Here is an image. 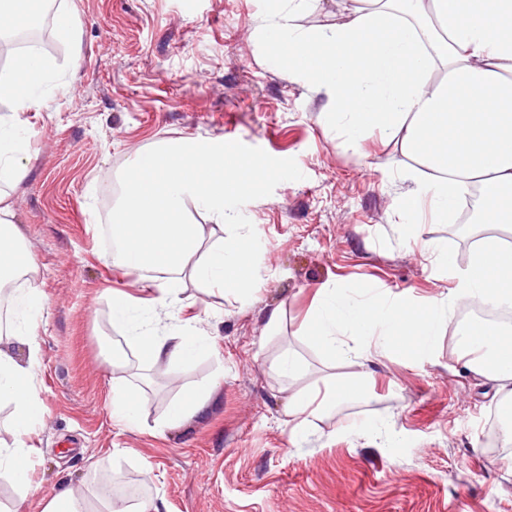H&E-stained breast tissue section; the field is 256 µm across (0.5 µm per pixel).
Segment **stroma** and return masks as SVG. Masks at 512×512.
Instances as JSON below:
<instances>
[{
  "mask_svg": "<svg viewBox=\"0 0 512 512\" xmlns=\"http://www.w3.org/2000/svg\"><path fill=\"white\" fill-rule=\"evenodd\" d=\"M277 0H52L43 54L51 63L36 109L16 114L28 175L0 187L47 298L38 320L37 385L45 410L27 499L0 471V512H42L59 489L96 477L133 484L161 512H512V447L485 445L499 404L453 374L459 354L444 326L433 361L402 351L382 358L365 397L337 404L304 432L288 426V396L327 378L341 386L354 365L333 364L306 335L317 288H379L415 300L452 281L424 245L442 243L466 264L475 237L456 217L424 216L400 238L394 210L403 158L371 138L345 147L322 98L271 59L255 35ZM68 16L72 33L56 27ZM237 141L265 164L228 208L237 224L212 238L252 233L250 271L218 292L180 283V326L211 349L172 367L144 358L123 375L139 391L138 428L112 415V370L103 337L113 294L148 299L142 273L108 263L102 229L110 179L163 139ZM280 320L268 325L270 312ZM303 378L270 372L284 350ZM208 393L205 412L166 426L169 405Z\"/></svg>",
  "mask_w": 512,
  "mask_h": 512,
  "instance_id": "stroma-1",
  "label": "stroma"
}]
</instances>
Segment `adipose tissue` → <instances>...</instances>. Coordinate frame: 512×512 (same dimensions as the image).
Here are the masks:
<instances>
[{"mask_svg":"<svg viewBox=\"0 0 512 512\" xmlns=\"http://www.w3.org/2000/svg\"><path fill=\"white\" fill-rule=\"evenodd\" d=\"M272 13L261 37L288 60L290 71L324 96L339 137L355 150L373 135L394 143L411 160L402 176L405 191L395 209L402 229L413 235L423 214L447 220L462 192L478 188L485 211L512 221V0H342L335 21L316 29L295 23L297 14L320 0H287ZM50 63L35 53L0 70V95L15 111L36 107L35 91ZM23 140L11 119L0 117V181L25 178ZM267 170L225 157L223 149H197L185 141H164L139 157L124 174L125 189L111 228L118 247L114 264L155 273L153 306L166 325L136 324L131 296L112 297V321L130 331L129 341L158 366L191 360L207 341L175 323L181 307L178 285L190 272L203 288H224L248 273L250 239L206 242L203 225L190 219L203 212L216 226L230 216L225 200L264 179ZM9 208L0 209V287L35 271L14 233ZM433 261L455 279L448 296L416 305L407 294L389 298L362 290L319 288L307 321L309 338L333 362L357 366L356 376L336 389L312 385L288 399V423L301 431L336 403L362 397L372 364L404 340L414 360L433 356L448 310L480 301L512 303V249L483 236L465 266L429 243ZM46 306L30 290L14 308V320L0 333V407L11 410L9 439H0V469L10 471L22 492H30L29 463L44 413L36 383L40 355L36 316ZM28 347L19 359L13 343ZM458 370L474 386L493 394L512 392V329L480 323L460 329ZM113 369V414L127 427L138 424L137 391L120 371L123 352H103ZM148 512L143 501L115 505L105 485L82 497L72 489L52 496L43 512Z\"/></svg>","mask_w":512,"mask_h":512,"instance_id":"obj_1","label":"adipose tissue"}]
</instances>
